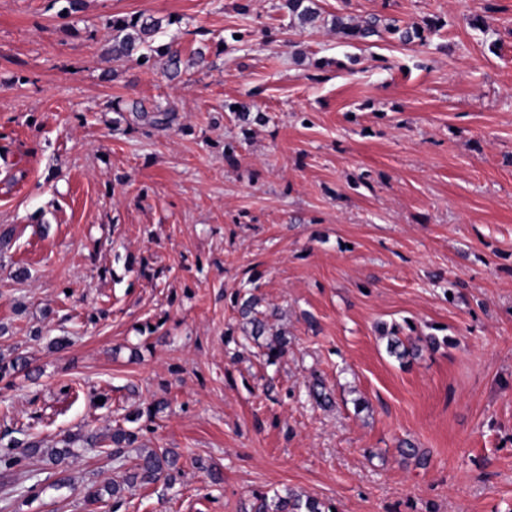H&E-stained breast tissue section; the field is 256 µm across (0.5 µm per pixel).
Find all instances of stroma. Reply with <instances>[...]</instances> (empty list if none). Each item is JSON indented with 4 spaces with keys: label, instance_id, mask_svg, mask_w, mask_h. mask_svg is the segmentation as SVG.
Here are the masks:
<instances>
[{
    "label": "stroma",
    "instance_id": "35a3bbf8",
    "mask_svg": "<svg viewBox=\"0 0 512 512\" xmlns=\"http://www.w3.org/2000/svg\"><path fill=\"white\" fill-rule=\"evenodd\" d=\"M281 4L0 0V355L32 368L0 387V431L49 448L166 399L141 443L180 452L181 474L126 512H249L273 490L512 512V0H318L326 18L440 20L425 46L350 47ZM138 14L181 77L107 54V20ZM243 100L266 122L242 128ZM136 101L176 119L147 130ZM252 277L291 340L271 367L224 344ZM382 323L450 344L401 361ZM314 373L332 408L305 399ZM68 474L38 512H107L85 492L118 477L111 458Z\"/></svg>",
    "mask_w": 512,
    "mask_h": 512
}]
</instances>
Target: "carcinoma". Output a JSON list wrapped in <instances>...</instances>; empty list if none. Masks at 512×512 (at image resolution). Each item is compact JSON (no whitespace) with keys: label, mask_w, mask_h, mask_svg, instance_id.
Returning a JSON list of instances; mask_svg holds the SVG:
<instances>
[{"label":"carcinoma","mask_w":512,"mask_h":512,"mask_svg":"<svg viewBox=\"0 0 512 512\" xmlns=\"http://www.w3.org/2000/svg\"><path fill=\"white\" fill-rule=\"evenodd\" d=\"M283 8L287 10L288 26L304 31L313 28L320 22L321 13L316 0H284ZM162 23L157 19L142 14L131 17H112L107 23L110 30V45L108 52L112 60L123 61L132 56L144 60L143 66L150 67L154 56H165L170 67V76L176 78L180 75V57L178 51L169 45H154V35L161 29ZM438 26V21L424 18L421 21H410L404 25L396 21L385 22L379 15H374L356 24H351L341 15L331 19V28L348 42L364 41L385 32L402 44L426 43L427 34ZM237 107L235 118L242 123L251 121L262 122L266 120L263 113L251 112L252 105L248 102L233 103ZM136 116L144 121L150 128H166L174 121V109L155 106L148 110L139 105L132 108ZM257 287L238 292L239 302V338L233 339L238 346L249 343H262L265 348V364L272 366L288 351L289 341L285 336L274 330V320L277 311L274 309H261L262 299L255 294ZM400 328L397 325L386 332L388 335V351L400 360L417 355L418 345L410 338L399 336ZM18 373H29V362L26 357L17 355L9 362L0 357V381L7 376ZM308 397L319 407L331 405L330 393L324 381L314 376L306 385ZM168 403L157 401L149 405L147 412L136 411L128 414L125 420L131 427L117 426L107 437L98 434L68 433L64 435L55 448H46L43 441L31 438L20 440L13 437L14 430L7 429L0 435V476L8 477L19 472L31 473L35 462L44 460L52 465L56 480L52 486L59 489L69 485L66 476L69 459L76 448L105 449L107 456L118 463L121 476L110 482L99 485L92 484L86 491V499L91 503H108L110 512H120L125 503L126 494L133 488L144 484H155L159 481L172 486L180 473L178 462L180 454L173 448H141L132 462H127L124 456L125 449L132 448L139 441L142 427L138 422L142 415L153 418L165 410ZM21 448L23 452L17 453L15 449ZM43 492L41 483L33 484L20 489L12 486L4 490L6 506L13 501L31 503L37 500ZM258 504L254 512H335L334 508L326 505L319 499L298 493L288 492L284 495L274 493L257 496Z\"/></svg>","instance_id":"1"}]
</instances>
